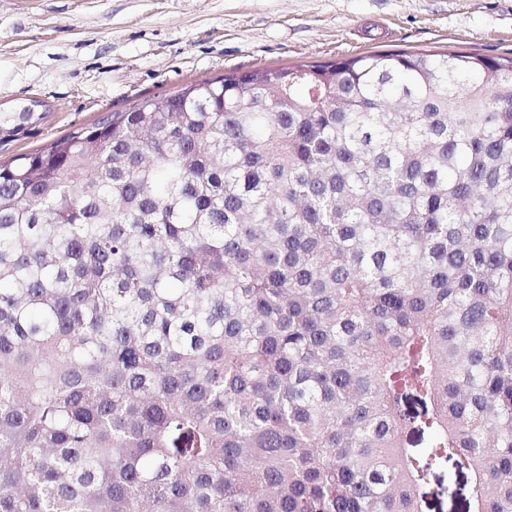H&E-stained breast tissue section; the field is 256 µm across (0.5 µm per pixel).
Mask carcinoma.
Masks as SVG:
<instances>
[{
  "instance_id": "carcinoma-1",
  "label": "carcinoma",
  "mask_w": 512,
  "mask_h": 512,
  "mask_svg": "<svg viewBox=\"0 0 512 512\" xmlns=\"http://www.w3.org/2000/svg\"><path fill=\"white\" fill-rule=\"evenodd\" d=\"M449 461L512 512V56L233 69L0 163V512H426Z\"/></svg>"
}]
</instances>
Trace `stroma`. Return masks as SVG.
Masks as SVG:
<instances>
[{"mask_svg": "<svg viewBox=\"0 0 512 512\" xmlns=\"http://www.w3.org/2000/svg\"><path fill=\"white\" fill-rule=\"evenodd\" d=\"M375 51L512 52V0H0V110L45 114L0 162L232 69ZM430 491L432 512H461L451 467Z\"/></svg>", "mask_w": 512, "mask_h": 512, "instance_id": "35a3bbf8", "label": "stroma"}]
</instances>
